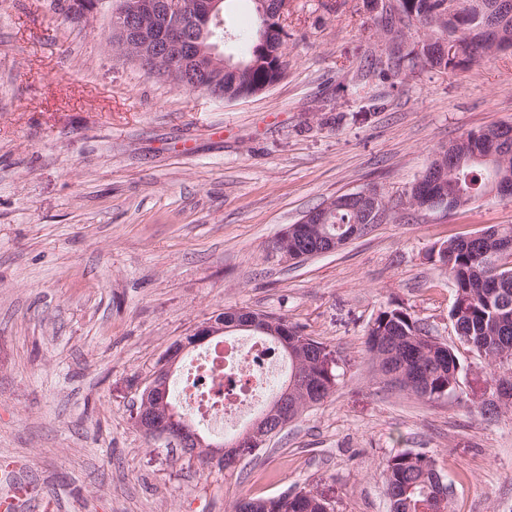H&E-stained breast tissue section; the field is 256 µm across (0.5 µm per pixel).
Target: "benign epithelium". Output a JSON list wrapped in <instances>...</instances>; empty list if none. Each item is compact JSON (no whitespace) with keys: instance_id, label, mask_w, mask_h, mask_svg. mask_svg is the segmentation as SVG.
<instances>
[{"instance_id":"benign-epithelium-1","label":"benign epithelium","mask_w":512,"mask_h":512,"mask_svg":"<svg viewBox=\"0 0 512 512\" xmlns=\"http://www.w3.org/2000/svg\"><path fill=\"white\" fill-rule=\"evenodd\" d=\"M97 8L95 0H79L68 13L80 22ZM222 12L223 0H120L111 20L112 45L120 53L130 45L135 46L134 57L143 68L161 74L179 88L191 87L222 98L227 61L219 45L208 43L213 29L222 26ZM325 220L321 208L303 215L275 238L272 252L284 261L291 259L289 246ZM223 333L224 322L214 317L197 326L190 334L191 340L182 339L168 348L146 385L164 390L186 351ZM307 382L306 378H292L289 387L265 413L225 444L204 440L184 417L169 407L161 416L140 413L136 416L137 427L150 440L161 438L180 447L193 443L198 448H210L212 452L203 457V464L231 468L238 463L240 449L256 448L267 441L271 427L288 411V394L303 390ZM511 399L512 377L507 375L495 386L490 401L498 404Z\"/></svg>"}]
</instances>
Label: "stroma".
<instances>
[{
	"label": "stroma",
	"instance_id": "1",
	"mask_svg": "<svg viewBox=\"0 0 512 512\" xmlns=\"http://www.w3.org/2000/svg\"><path fill=\"white\" fill-rule=\"evenodd\" d=\"M394 0H290L288 69L239 101L180 91L107 44L112 2L77 23L61 0H0V502L15 512H231L308 491L333 512H390L380 467L432 457L448 512H512V412L493 420L484 360L456 336L432 248L512 225V200L448 213L406 195L442 147L512 124V51L383 77ZM377 189L385 219L284 262L279 232ZM401 307L464 367L460 399L387 384L366 330ZM322 342L340 382L236 467L204 468L135 425L165 350L227 309Z\"/></svg>",
	"mask_w": 512,
	"mask_h": 512
}]
</instances>
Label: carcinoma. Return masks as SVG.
<instances>
[{"label":"carcinoma","mask_w":512,"mask_h":512,"mask_svg":"<svg viewBox=\"0 0 512 512\" xmlns=\"http://www.w3.org/2000/svg\"><path fill=\"white\" fill-rule=\"evenodd\" d=\"M469 0H398V10L413 13L422 20L426 38L420 54L433 67L459 68L479 54L492 53L488 45L486 20L471 14ZM489 19L512 38V0H485ZM256 27L248 36L249 46L243 55L226 56L224 94L250 95L272 83L278 76L275 62L285 44L278 36L267 35L279 26L274 0H254ZM414 64L413 52L394 51L388 59L385 75L394 74ZM492 129L469 132L451 142L462 168L457 174L417 189L418 195L437 194L448 197V208H458L460 198L470 203L486 193L492 176L512 178V155L500 150L504 158L477 160L491 149ZM367 221L366 211L340 204L315 236L297 242L299 253L323 245L330 237L342 238L354 224ZM512 239V225L491 226L481 236L458 237L432 249L453 281L456 298L450 318L459 340L483 356L494 370L492 381L500 374L512 373V251L502 254L499 240ZM367 351L384 380L419 398L433 403L456 395L460 388L463 366L453 348L429 335L417 319L402 308H386L369 324L366 331ZM300 370L308 373L313 385L307 396L296 398L299 417L309 407L324 402L339 384L336 368L326 371L306 361ZM390 512H418L424 504L448 495V478L437 469L434 460L422 453L404 450L389 456L380 472ZM260 512H322L314 500L298 502L288 492L259 498Z\"/></svg>","instance_id":"obj_1"}]
</instances>
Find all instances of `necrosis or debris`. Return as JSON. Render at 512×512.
Here are the masks:
<instances>
[{
  "mask_svg": "<svg viewBox=\"0 0 512 512\" xmlns=\"http://www.w3.org/2000/svg\"><path fill=\"white\" fill-rule=\"evenodd\" d=\"M281 372L262 339L238 337L193 359L178 380V396L200 423L229 427L258 406Z\"/></svg>",
  "mask_w": 512,
  "mask_h": 512,
  "instance_id": "necrosis-or-debris-1",
  "label": "necrosis or debris"
}]
</instances>
